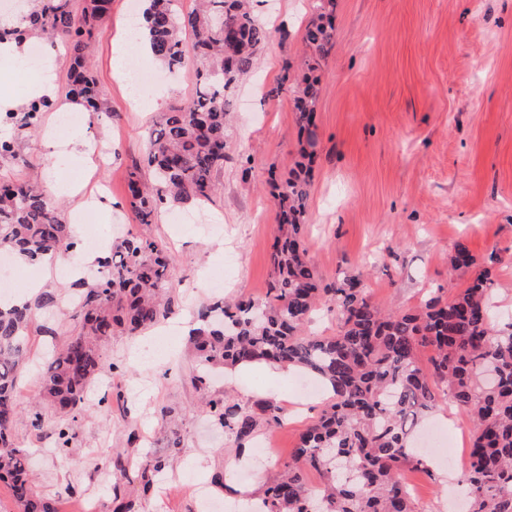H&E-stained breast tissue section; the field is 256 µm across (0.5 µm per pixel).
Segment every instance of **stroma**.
Segmentation results:
<instances>
[{"label": "stroma", "instance_id": "35a3bbf8", "mask_svg": "<svg viewBox=\"0 0 512 512\" xmlns=\"http://www.w3.org/2000/svg\"><path fill=\"white\" fill-rule=\"evenodd\" d=\"M130 0H112L97 38L93 70L112 110L111 118L83 115L57 130L58 150L70 155L80 141L108 150L107 165L88 169L52 166L40 139L24 137L20 150L46 182L66 180L83 193L108 192L90 222L98 237L119 241L139 232L127 200V175L144 153L143 134L160 113L189 100L196 88V62L186 58L164 91L128 102V86L112 72V48L127 31ZM336 47L320 63L321 92L315 123L319 139L308 199L304 240L323 283L342 273L362 274L367 295L404 311L428 291L456 295L469 279L448 276V256L465 242L476 260L499 253L493 270L496 326L512 322V0H336ZM314 0H264L263 21L276 35L264 43L258 66L230 96L233 121L227 131L219 192L206 205L219 229L183 223L197 212L186 203L162 209L147 234L162 240L172 258L179 313L194 315L212 299L206 279L224 273V295L265 296L271 274L275 209L267 194L270 176H286L298 158L296 114L291 94L265 99L286 67L300 68L301 34ZM236 257L225 268L224 255ZM165 334L164 325L141 337L116 335L106 348L108 370L71 422L67 454L55 452L57 417L44 409L42 430L30 425L28 408L51 337L30 338L29 361L18 384L21 408L14 436L29 454L41 496L56 501L66 486L78 498L66 512L104 508L113 492L132 512H204L202 500L242 512L243 492L269 486L291 459L299 434L316 420L328 398L307 391V378L263 365L242 374L217 371L207 391L190 378L194 362L185 333L169 337L160 359L141 355L139 339ZM166 335V334H165ZM231 393L244 406L268 399L283 409L281 425L262 427L275 436L272 458L257 449L238 453L223 428L214 425L204 394ZM168 416H161V408ZM458 427L440 459L424 457V470H406L420 512H450L443 481L449 456L464 458L471 424L457 409L441 407L415 432L418 447L432 443L435 429ZM136 443H129V434ZM179 447H170L172 439ZM173 461L165 484L143 490L138 462Z\"/></svg>", "mask_w": 512, "mask_h": 512}]
</instances>
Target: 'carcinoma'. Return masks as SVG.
Listing matches in <instances>:
<instances>
[{
	"mask_svg": "<svg viewBox=\"0 0 512 512\" xmlns=\"http://www.w3.org/2000/svg\"><path fill=\"white\" fill-rule=\"evenodd\" d=\"M174 0H144L150 54L169 71L192 52L197 62L196 92L188 102L160 115L145 134L147 168L128 173L130 208L143 226L154 223L164 206L212 200L214 174L224 166L227 92L256 65L262 44L276 32L252 10L250 0H198L180 14ZM112 0H28L18 23H0L4 36L18 42L33 37L64 44L69 58V100L92 115L112 117L90 67L93 45ZM336 0H316L315 17L302 41L306 71L291 86L266 91L274 99L291 92L300 132L299 157L288 175L271 176L278 213L271 252L272 278L266 297L232 304L220 298L197 309L194 331L196 384L211 367L267 363L296 366L328 385L331 401L298 439L282 478L265 492L264 512H417L401 471L422 465L410 443L411 430L443 403H452L473 424L461 485L466 512H512V323L492 322L490 254L482 269L450 299L428 295L409 312H390L374 302L361 276L345 274L321 286L307 258L302 233L307 223L310 172L317 156L314 123L321 77L319 64L335 47ZM47 98L31 100L9 113L12 137H0V161L29 166L18 139L34 131ZM70 225L57 199L36 179H0V250L34 261L47 254L77 257ZM172 260L164 243L129 234L98 262L96 279L78 280L75 325L49 354L38 377L39 398L58 416L56 449L68 451L71 435L63 421L85 399L107 367L106 346L113 336L135 334L176 313ZM475 258L465 243L450 256L451 276L467 273ZM59 293L42 290L28 303L0 305V482L9 487L19 512H59L37 492L28 453L13 438L19 414L17 383L27 362L28 339L38 313L56 307ZM336 314L334 336H311L305 326L318 305ZM36 327V326H34ZM42 336L57 328L36 327ZM431 351L427 362L419 354ZM213 423L244 448L264 424L282 422V408L259 399L249 408L229 395L208 401ZM323 480L314 492L307 474Z\"/></svg>",
	"mask_w": 512,
	"mask_h": 512,
	"instance_id": "cac0c4a2",
	"label": "carcinoma"
}]
</instances>
